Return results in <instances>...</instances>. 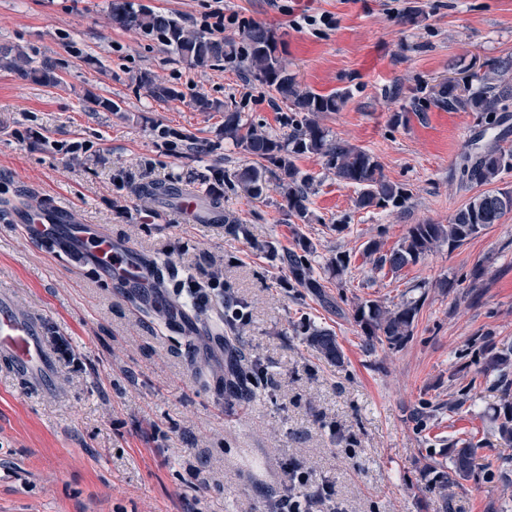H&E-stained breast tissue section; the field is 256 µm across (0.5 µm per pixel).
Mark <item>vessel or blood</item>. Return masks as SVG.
<instances>
[{"label":"vessel or blood","mask_w":512,"mask_h":512,"mask_svg":"<svg viewBox=\"0 0 512 512\" xmlns=\"http://www.w3.org/2000/svg\"><path fill=\"white\" fill-rule=\"evenodd\" d=\"M63 208L21 215L28 238L63 251H80L97 263L110 278L146 285L156 280L155 266L137 257L128 247L113 243L111 236L89 224H73ZM41 319L27 315L10 303L0 304V360L25 377L29 387L46 385L51 357L45 349Z\"/></svg>","instance_id":"b4317fda"}]
</instances>
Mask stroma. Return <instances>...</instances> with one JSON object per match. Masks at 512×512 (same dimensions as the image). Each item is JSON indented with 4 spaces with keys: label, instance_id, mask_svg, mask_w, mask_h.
<instances>
[{
    "label": "stroma",
    "instance_id": "35a3bbf8",
    "mask_svg": "<svg viewBox=\"0 0 512 512\" xmlns=\"http://www.w3.org/2000/svg\"><path fill=\"white\" fill-rule=\"evenodd\" d=\"M130 2L196 30L213 0ZM111 5L0 0V45L56 61L60 76L37 84L0 68V294L48 323L53 362L45 389L0 363V512H275L291 461L333 487L341 512H498L512 496V448L494 434L491 380L469 381L486 346H512V214L396 274L372 271L362 250L371 239L392 248L412 224L447 223L481 192L459 178L463 154L512 148V111L451 112L431 95L463 69L512 57V0H223L225 13L273 34L301 87L346 92L321 125L373 153L384 176L412 192L405 212L358 210L355 189L322 156L299 159L315 179L302 228L317 247V272L336 253L351 255L323 301L286 287L287 268L251 245L294 244L275 187L256 201L225 189L224 208L246 237L137 196L144 182L197 191L213 165L252 164L220 135L225 109L280 136L289 127L241 59L190 66L153 36L112 25ZM305 10L334 15L336 28L294 27ZM143 74L177 97H152ZM396 85L400 95L390 96ZM91 93L119 111L92 110ZM202 96L215 109L201 111ZM406 108L409 123L393 124ZM75 141L85 146L76 156L67 151ZM48 206L70 209L76 223L171 265L178 278L224 280L246 306L235 344L262 368L251 397L225 399L223 373L197 370L224 358L223 303L197 316L180 302L158 319L146 290L117 287L94 263L32 244L10 220ZM419 295L409 342L366 353L356 300ZM307 323L337 337L343 364L307 344ZM463 395L465 406L448 412ZM460 439L473 442L483 467L449 487L444 510L425 490L423 466Z\"/></svg>",
    "mask_w": 512,
    "mask_h": 512
}]
</instances>
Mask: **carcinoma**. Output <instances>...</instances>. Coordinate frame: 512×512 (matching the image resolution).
Returning <instances> with one entry per match:
<instances>
[{
  "instance_id": "cac0c4a2",
  "label": "carcinoma",
  "mask_w": 512,
  "mask_h": 512,
  "mask_svg": "<svg viewBox=\"0 0 512 512\" xmlns=\"http://www.w3.org/2000/svg\"><path fill=\"white\" fill-rule=\"evenodd\" d=\"M112 24L127 30L141 31L156 37L180 59L196 67H206L213 61L231 58L236 54L235 41L231 38H214L203 32L186 28L177 18L148 9H135L125 0H112ZM246 60L256 78L274 91L282 103L296 110L301 117L286 118L292 131L288 137L272 135L242 117L238 111L224 112V138L263 160V164L241 168L215 167L205 193V208L214 214L216 221L229 225L232 234L245 235V225L237 223L221 210L223 187L238 188L248 198H262L268 177L277 180L280 194L288 209V216L305 220L308 216L310 196L314 193V178L301 171L296 160L303 154H317L325 158L327 169L339 183L356 189L354 206L358 210L380 208L404 211L411 197L410 190L401 183L391 182L382 173L376 156L369 151L330 137L319 117L328 112H338L346 101L342 92L319 94L303 90L288 74L286 65L276 51L274 37L260 25L250 26L244 34ZM0 67L15 70L19 75L41 84H56L60 77L56 67L42 63L32 64L18 48L0 45ZM512 70V57L494 59L481 69L467 74L458 83H442L433 101L450 110L463 112L507 111L512 101V83L504 75ZM140 83L149 88L158 99L172 98L178 91L156 84L147 75L140 76ZM505 171H512V150L489 147L475 156H467L460 168L461 180L477 185L497 182ZM512 212V188H497L476 196L458 210L446 224L423 222L411 224L397 246L385 250L378 240L364 244L363 255L372 270L384 269L398 273L415 265L434 250L446 246L453 251L476 237L487 226L496 224ZM295 248L284 250L275 240L255 243L257 250L269 254L288 267V287L303 288L319 296L324 288L323 278L316 275L312 265L316 247L299 226L293 227ZM351 257L338 252L329 262V271L336 280L349 269ZM422 297H411L387 305L377 299H364L352 307V318L361 330L363 347L368 352L377 346L390 349L403 346L411 337ZM307 343L330 362H343V351L337 337L327 330L313 328L306 332ZM228 372L224 389L229 395L243 396L252 392L251 379L256 368L245 369L234 355H229ZM484 376L495 375L493 388L500 392L502 403L494 413L495 436L500 444L512 447V348L499 350L494 346L484 351L481 363ZM483 467L478 462L474 445L467 440H457L448 447V464L427 463L424 471L433 475L428 490L442 502L443 512H448V486L457 485Z\"/></svg>"
}]
</instances>
